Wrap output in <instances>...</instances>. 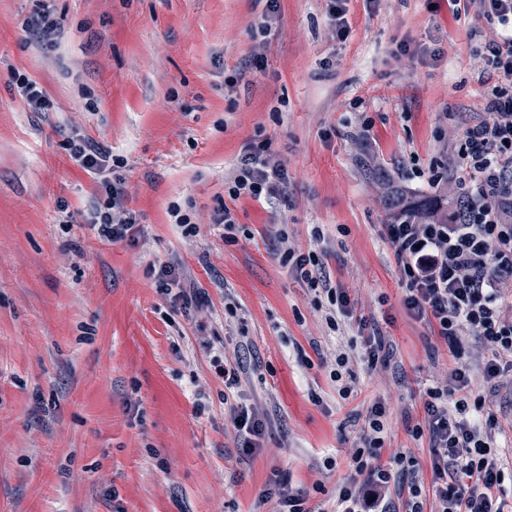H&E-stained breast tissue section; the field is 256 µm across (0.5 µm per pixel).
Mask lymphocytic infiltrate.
I'll return each instance as SVG.
<instances>
[{
  "label": "lymphocytic infiltrate",
  "mask_w": 512,
  "mask_h": 512,
  "mask_svg": "<svg viewBox=\"0 0 512 512\" xmlns=\"http://www.w3.org/2000/svg\"><path fill=\"white\" fill-rule=\"evenodd\" d=\"M473 2L480 15L499 24L485 45L483 61L499 72L503 83L486 97L484 118L465 127L460 136L457 191L447 217L417 224L401 212L385 232L407 286V313L429 325L454 356L462 354L459 338L465 332L491 356L481 377H473L463 365L451 371L446 384L426 392L424 423L412 433L429 442L431 489L411 480L417 466L413 456L399 452L392 466L380 464L386 407L379 402L367 415L366 447L351 456V476L338 491L337 512H503L504 471L491 436L482 429L495 419H479L486 399L476 394L475 384L494 387L512 372V293L505 286L512 276V0ZM287 182V171L267 145H252L229 181L228 196L273 198ZM103 188L106 198L88 221L99 237L118 242L135 219L121 183L107 181ZM278 256L311 291L326 296L330 328H337L339 318L353 317L349 292L332 285L316 253L305 254L284 243ZM241 372L236 359L215 367L239 434L238 454L247 459L261 449L266 415L257 405L241 402Z\"/></svg>",
  "instance_id": "f902f5d3"
}]
</instances>
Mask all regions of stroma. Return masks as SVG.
Returning <instances> with one entry per match:
<instances>
[{
  "mask_svg": "<svg viewBox=\"0 0 512 512\" xmlns=\"http://www.w3.org/2000/svg\"><path fill=\"white\" fill-rule=\"evenodd\" d=\"M46 7L65 30L53 50L30 29ZM264 9L0 0V512H279L278 500L257 502L275 478L306 492V512H334L379 401L381 464L411 452L430 482L428 441L411 429L457 362L404 308L367 157L406 181L407 203L438 197L431 169L452 168L456 137L498 83L477 68L496 25L452 0H350L334 38L325 0H279L265 32ZM260 44L263 67L246 66ZM14 71L53 111L30 110ZM75 134L113 158L131 237L113 243L86 224L104 190L70 159ZM261 142L288 170L287 198L230 200L245 146ZM226 205L230 242L214 221ZM175 207L196 234L174 224ZM283 234L378 323L387 367L367 370L350 347L356 325L329 327L326 298L274 252ZM164 263L207 308L171 306L154 273ZM342 353L354 376L345 398L332 376ZM226 356L243 362L242 400L269 419L247 460L215 373ZM485 397L512 469V380Z\"/></svg>",
  "mask_w": 512,
  "mask_h": 512,
  "instance_id": "stroma-1",
  "label": "stroma"
}]
</instances>
